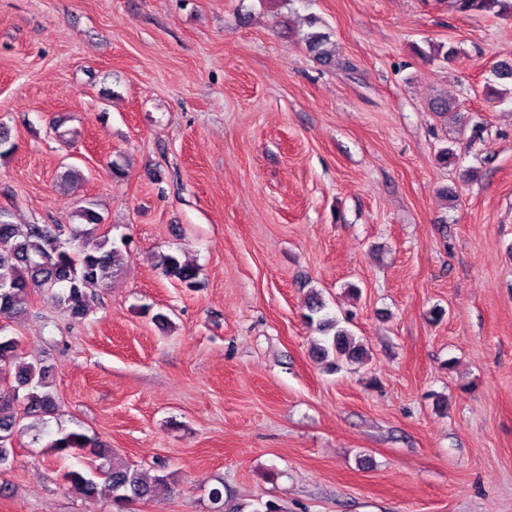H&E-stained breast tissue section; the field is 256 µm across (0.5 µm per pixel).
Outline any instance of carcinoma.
Masks as SVG:
<instances>
[{"label":"carcinoma","instance_id":"cac0c4a2","mask_svg":"<svg viewBox=\"0 0 512 512\" xmlns=\"http://www.w3.org/2000/svg\"><path fill=\"white\" fill-rule=\"evenodd\" d=\"M454 9L462 14L512 15V0H451ZM307 50L321 61L329 62L335 54L330 36L321 31L304 34ZM82 224H15L10 213L0 210V311L13 316L25 314L30 292L40 291L51 298L55 306L65 310L74 319L83 318L94 297L93 288L111 270L123 264V251L114 246L106 235L99 238L94 250L79 244L91 233L87 226L101 223L100 215L90 207L78 210ZM158 266L164 277L175 280L187 288L194 286L195 268L172 254L160 257ZM324 303L317 299L309 305V320H317L318 330L332 333L331 343L319 347L322 357H332L331 368L338 370L345 362L362 359L365 349L348 330L338 326L335 319L323 313ZM11 377L17 384L14 391L24 389L27 400L25 413L44 417L57 410V402L50 390L48 370L42 365L28 363L18 353V341L0 335V380ZM17 417L10 398L0 396V467L10 464L13 453ZM33 441L46 440V447L56 455L68 456L89 450L102 459L97 470L104 479V487L113 504L123 509L133 501L155 497L166 485L162 476L147 481L140 471L111 461L112 451L100 448L93 438L83 432L60 431L55 434L44 427H35ZM62 479L78 494L94 495L99 492L96 481L83 473L68 470Z\"/></svg>","mask_w":512,"mask_h":512}]
</instances>
